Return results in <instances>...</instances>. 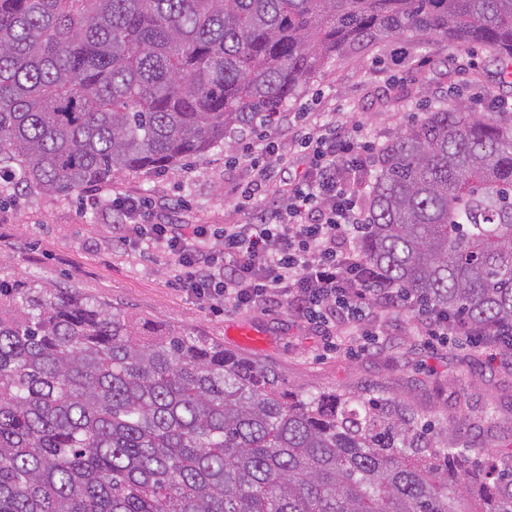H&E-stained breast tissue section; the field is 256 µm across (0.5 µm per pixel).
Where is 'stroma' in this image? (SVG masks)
Returning a JSON list of instances; mask_svg holds the SVG:
<instances>
[{
    "mask_svg": "<svg viewBox=\"0 0 512 512\" xmlns=\"http://www.w3.org/2000/svg\"><path fill=\"white\" fill-rule=\"evenodd\" d=\"M430 66H422V59ZM489 50L455 48L405 37L360 50L322 71L289 102L291 112L344 113L382 143L406 129L430 105L455 101L487 112L499 94ZM237 133L196 160L162 173L134 172L112 183L71 193H28L0 203V276H23L73 288L83 296L207 336L240 357L272 368L282 384L303 393L346 391L391 398L408 405L420 425L452 431L467 449L469 468L484 472L482 447L512 449V356L453 344L426 349L413 334V317L389 315L378 347L352 355L344 327L335 347L314 328L292 322L287 312H238L211 308L176 288L168 261L117 247L112 210L116 192L187 205L197 224H243L250 216L235 205V190L252 178L234 160ZM264 334V346L239 344L234 327Z\"/></svg>",
    "mask_w": 512,
    "mask_h": 512,
    "instance_id": "35a3bbf8",
    "label": "stroma"
}]
</instances>
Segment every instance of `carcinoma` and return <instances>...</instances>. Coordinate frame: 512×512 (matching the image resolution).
<instances>
[{"label":"carcinoma","instance_id":"1","mask_svg":"<svg viewBox=\"0 0 512 512\" xmlns=\"http://www.w3.org/2000/svg\"><path fill=\"white\" fill-rule=\"evenodd\" d=\"M405 36L485 46L512 87V0H0V181L161 172ZM367 177L365 259L511 323L512 111L436 106ZM464 455L394 399L302 396L210 338L0 277V512H512V468Z\"/></svg>","mask_w":512,"mask_h":512}]
</instances>
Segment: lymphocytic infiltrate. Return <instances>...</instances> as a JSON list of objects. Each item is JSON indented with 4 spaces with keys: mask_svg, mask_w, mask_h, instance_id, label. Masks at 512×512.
Instances as JSON below:
<instances>
[{
    "mask_svg": "<svg viewBox=\"0 0 512 512\" xmlns=\"http://www.w3.org/2000/svg\"><path fill=\"white\" fill-rule=\"evenodd\" d=\"M304 169L291 179L273 211L261 209L268 182L284 172L279 137L264 130L242 140L240 158L254 176L236 195L246 224L211 229L154 219L157 204L118 194V239L141 253L168 258L187 294L238 311L287 310L294 322L329 327L343 322L375 341L385 315L413 312L415 333L425 346L466 342L490 355L512 354V331L488 327L435 310L398 282L368 265L360 243L369 224L367 184L360 171L373 165V143L346 120L298 112L288 126Z\"/></svg>",
    "mask_w": 512,
    "mask_h": 512,
    "instance_id": "f902f5d3",
    "label": "lymphocytic infiltrate"
}]
</instances>
